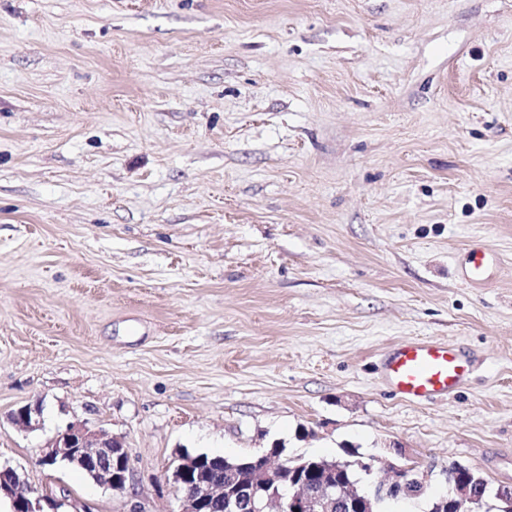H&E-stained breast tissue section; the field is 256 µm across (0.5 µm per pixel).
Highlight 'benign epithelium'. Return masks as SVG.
I'll return each instance as SVG.
<instances>
[{
    "mask_svg": "<svg viewBox=\"0 0 512 512\" xmlns=\"http://www.w3.org/2000/svg\"><path fill=\"white\" fill-rule=\"evenodd\" d=\"M40 404L25 405L10 414V422L18 429L31 431L39 427ZM62 462L87 471L99 486L124 492L131 486L132 472L123 437L85 422L70 423L58 432L42 450L40 465L53 468ZM195 456H184L173 472V481L182 496L180 512H204L216 501H223L224 512H339L349 505L356 512H378L381 502L403 494L406 499L425 493L427 476L411 466L388 465L385 479L361 486L337 485L325 471L311 479L286 482V475L301 467L298 458H280L266 452L257 456L249 483L242 485L234 464L224 466V480L218 482L202 473L191 477L197 468ZM500 486L493 493L475 490L468 482H448V493L441 502L451 503L458 512H490L491 502L504 501L503 512H512L508 492ZM0 494L10 499L13 512H59L62 501L49 494L36 495L25 478L10 466H0Z\"/></svg>",
    "mask_w": 512,
    "mask_h": 512,
    "instance_id": "obj_1",
    "label": "benign epithelium"
}]
</instances>
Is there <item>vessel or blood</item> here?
<instances>
[{
    "label": "vessel or blood",
    "mask_w": 512,
    "mask_h": 512,
    "mask_svg": "<svg viewBox=\"0 0 512 512\" xmlns=\"http://www.w3.org/2000/svg\"><path fill=\"white\" fill-rule=\"evenodd\" d=\"M501 260L496 252L473 247L460 276L468 287L486 282ZM471 362L459 350L432 340L410 339L393 346L383 362L384 374L395 394L408 400L447 397L469 376Z\"/></svg>",
    "instance_id": "obj_1"
}]
</instances>
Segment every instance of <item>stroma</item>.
Here are the masks:
<instances>
[{
    "instance_id": "1",
    "label": "stroma",
    "mask_w": 512,
    "mask_h": 512,
    "mask_svg": "<svg viewBox=\"0 0 512 512\" xmlns=\"http://www.w3.org/2000/svg\"><path fill=\"white\" fill-rule=\"evenodd\" d=\"M417 337L469 382L395 395ZM76 421L128 491L39 464ZM271 447L429 474L384 512L453 462L512 486V0H0V465L179 512L184 453ZM500 264L501 259L493 250L483 246L473 247L468 253L467 262L461 269V280L468 287L479 286L492 276V268ZM471 361L448 344L410 339L393 346L383 362L395 394L408 400L447 397L469 376ZM42 409L39 403L35 405H25L11 413L9 420L18 429L31 431L39 427Z\"/></svg>"
}]
</instances>
